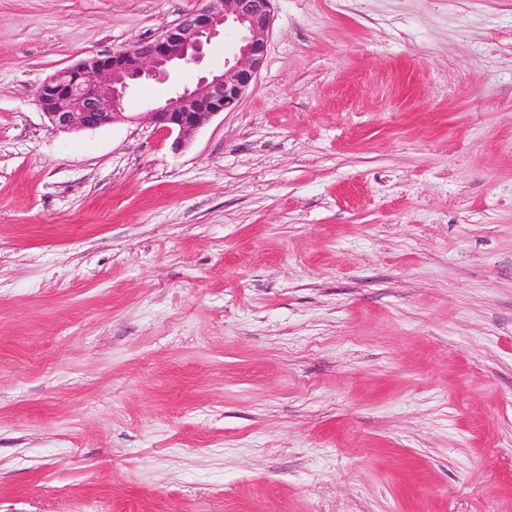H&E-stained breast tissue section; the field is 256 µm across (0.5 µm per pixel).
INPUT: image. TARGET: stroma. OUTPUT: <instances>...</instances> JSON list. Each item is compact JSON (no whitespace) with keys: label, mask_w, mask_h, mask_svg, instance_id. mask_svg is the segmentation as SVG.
Listing matches in <instances>:
<instances>
[{"label":"stroma","mask_w":512,"mask_h":512,"mask_svg":"<svg viewBox=\"0 0 512 512\" xmlns=\"http://www.w3.org/2000/svg\"><path fill=\"white\" fill-rule=\"evenodd\" d=\"M200 5L0 0V512H512V0H274L183 149L156 80L52 127Z\"/></svg>","instance_id":"obj_1"}]
</instances>
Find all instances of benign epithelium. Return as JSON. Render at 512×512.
<instances>
[{
	"label": "benign epithelium",
	"mask_w": 512,
	"mask_h": 512,
	"mask_svg": "<svg viewBox=\"0 0 512 512\" xmlns=\"http://www.w3.org/2000/svg\"><path fill=\"white\" fill-rule=\"evenodd\" d=\"M273 0H202V6L155 35L108 54L90 56L48 76L38 98L58 131L96 129L127 119L125 102L137 81H165L185 62L197 63L226 28L240 32L224 69L200 78L193 88L174 89L146 116L174 145H186L213 116L233 110L264 62L273 20Z\"/></svg>",
	"instance_id": "7a95c632"
}]
</instances>
